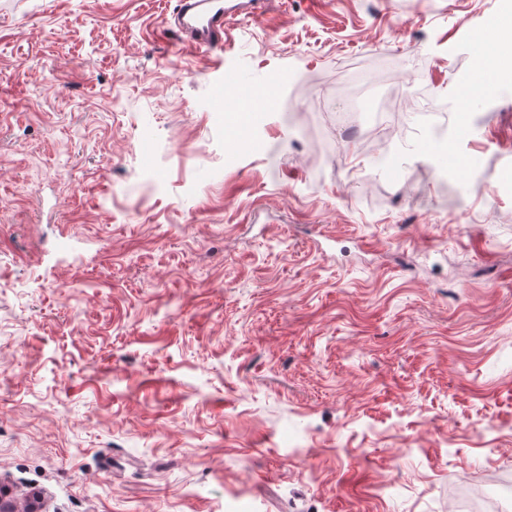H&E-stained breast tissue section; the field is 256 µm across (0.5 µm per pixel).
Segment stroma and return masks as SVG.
<instances>
[{"label":"stroma","instance_id":"1","mask_svg":"<svg viewBox=\"0 0 512 512\" xmlns=\"http://www.w3.org/2000/svg\"><path fill=\"white\" fill-rule=\"evenodd\" d=\"M176 5L0 0V496L42 512L498 497L512 95L497 69L475 79L473 45L503 0H269L214 51L177 42ZM245 71L283 80L214 111ZM431 100L473 118L441 149L399 125ZM443 152L483 158L461 200Z\"/></svg>","mask_w":512,"mask_h":512}]
</instances>
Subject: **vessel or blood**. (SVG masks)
I'll use <instances>...</instances> for the list:
<instances>
[{"mask_svg":"<svg viewBox=\"0 0 512 512\" xmlns=\"http://www.w3.org/2000/svg\"><path fill=\"white\" fill-rule=\"evenodd\" d=\"M174 19L181 42L199 49L220 50L224 47L225 29L236 16L224 0H178Z\"/></svg>","mask_w":512,"mask_h":512,"instance_id":"obj_1","label":"vessel or blood"}]
</instances>
